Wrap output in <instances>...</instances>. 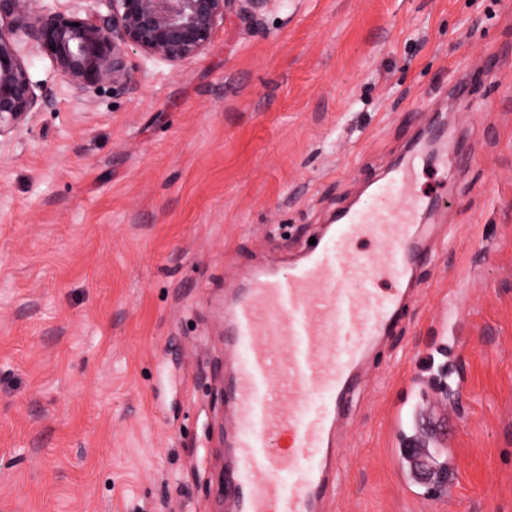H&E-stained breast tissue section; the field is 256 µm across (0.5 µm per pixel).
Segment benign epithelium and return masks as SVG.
Segmentation results:
<instances>
[{"mask_svg": "<svg viewBox=\"0 0 512 512\" xmlns=\"http://www.w3.org/2000/svg\"><path fill=\"white\" fill-rule=\"evenodd\" d=\"M233 0H0V152L29 129L51 98L29 75L33 49L59 84L84 100L130 79L129 51L143 62L178 66L204 53ZM104 4L103 16L98 6Z\"/></svg>", "mask_w": 512, "mask_h": 512, "instance_id": "1", "label": "benign epithelium"}]
</instances>
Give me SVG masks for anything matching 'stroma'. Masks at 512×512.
Here are the masks:
<instances>
[{"mask_svg":"<svg viewBox=\"0 0 512 512\" xmlns=\"http://www.w3.org/2000/svg\"><path fill=\"white\" fill-rule=\"evenodd\" d=\"M52 104L0 159V512H222L233 458L223 304L298 260L431 126L473 158L404 279L336 432L323 512H512V0H270L207 51ZM475 75L470 103L451 95ZM466 338L457 498H408L392 416Z\"/></svg>","mask_w":512,"mask_h":512,"instance_id":"stroma-1","label":"stroma"}]
</instances>
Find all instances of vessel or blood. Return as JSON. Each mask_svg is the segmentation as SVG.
Here are the masks:
<instances>
[{
	"label": "vessel or blood",
	"mask_w": 512,
	"mask_h": 512,
	"mask_svg": "<svg viewBox=\"0 0 512 512\" xmlns=\"http://www.w3.org/2000/svg\"><path fill=\"white\" fill-rule=\"evenodd\" d=\"M428 160L414 146L365 205L339 215L304 263L258 271L228 305L238 433L223 489L233 512H321L336 421L368 348L395 328L404 275L423 256L414 229L447 205L446 196L418 189L417 169ZM364 239L386 247L379 264L354 257ZM285 432L286 450L277 444Z\"/></svg>",
	"instance_id": "obj_1"
}]
</instances>
